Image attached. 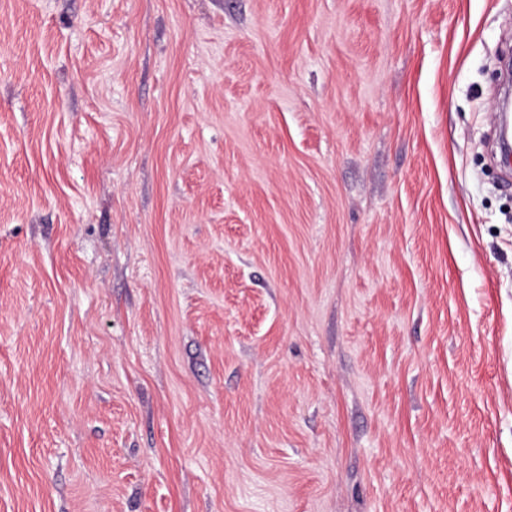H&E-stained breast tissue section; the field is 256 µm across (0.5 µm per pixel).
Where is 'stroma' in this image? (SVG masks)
Masks as SVG:
<instances>
[{
	"label": "stroma",
	"instance_id": "obj_1",
	"mask_svg": "<svg viewBox=\"0 0 512 512\" xmlns=\"http://www.w3.org/2000/svg\"><path fill=\"white\" fill-rule=\"evenodd\" d=\"M512 0H0V512H512Z\"/></svg>",
	"mask_w": 512,
	"mask_h": 512
}]
</instances>
